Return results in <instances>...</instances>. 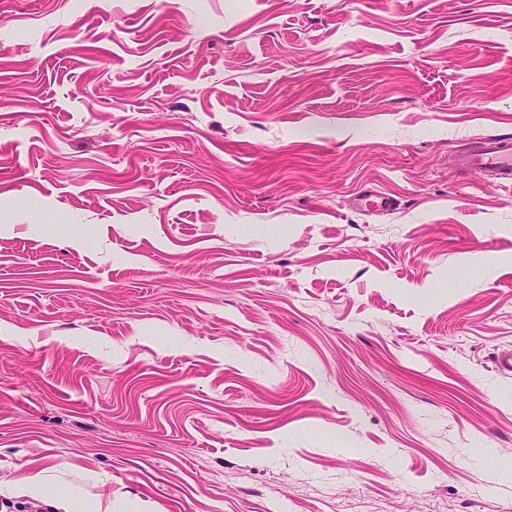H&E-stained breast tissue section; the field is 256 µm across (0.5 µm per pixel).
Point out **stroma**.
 I'll return each instance as SVG.
<instances>
[{
	"mask_svg": "<svg viewBox=\"0 0 512 512\" xmlns=\"http://www.w3.org/2000/svg\"><path fill=\"white\" fill-rule=\"evenodd\" d=\"M490 135L512 0H0V512H512ZM456 164L466 171L493 176L498 185L512 184V138L487 136L455 156ZM396 200L380 191L367 188L357 194L351 203L352 208L362 212H381L395 209Z\"/></svg>",
	"mask_w": 512,
	"mask_h": 512,
	"instance_id": "1",
	"label": "stroma"
}]
</instances>
